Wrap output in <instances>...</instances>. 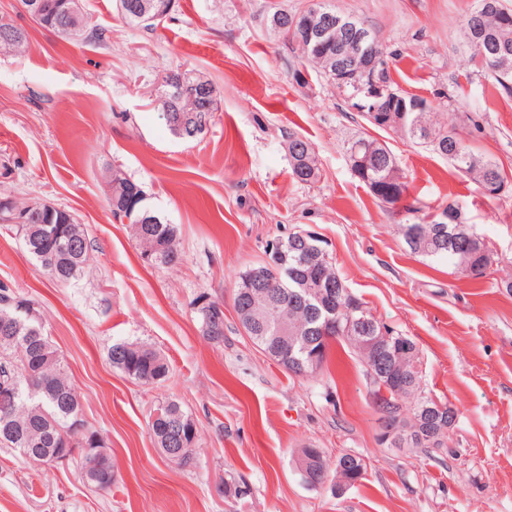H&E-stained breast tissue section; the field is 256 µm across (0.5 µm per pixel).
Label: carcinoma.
I'll list each match as a JSON object with an SVG mask.
<instances>
[{
	"label": "carcinoma",
	"instance_id": "1",
	"mask_svg": "<svg viewBox=\"0 0 512 512\" xmlns=\"http://www.w3.org/2000/svg\"><path fill=\"white\" fill-rule=\"evenodd\" d=\"M43 8L34 22L39 26L54 30L63 14L66 0H42ZM142 0H117L119 12L129 23L150 28L156 21L142 16L138 4ZM488 10L474 9L468 13L464 27L467 45L477 56L482 51L495 48L509 53L512 63V8L504 0H491ZM279 22L285 26L281 34L286 41L298 46L306 60L315 64L317 72L330 83H335L332 72L336 69V45L347 38L344 31L335 32V46L319 51L306 49L298 44L297 35L290 34V25L298 12L278 8ZM13 30L18 37L5 41L0 37V49H20L27 42L24 29L8 22L0 21V34ZM167 99L173 116L195 112L201 105L199 90L188 89L173 84L169 88ZM404 100L413 101L420 109L401 115V102L394 99L382 100V107L387 109L382 121H373L369 112L361 116L373 127L381 130H397L411 143L429 146L437 154L447 159L454 168L468 176L479 186L494 184L502 178L503 170L481 153L467 146L455 129L438 126L432 119V104L427 99L416 95H406ZM417 121L422 131L412 134L411 122ZM353 143L363 144L360 154L371 156V163L364 167L351 166L354 175L365 183L373 195L382 203L398 208L407 214L417 212L414 204L406 203L409 196L408 182L401 172L397 158L389 147L372 137L360 136ZM291 172L297 181L311 183L318 179L319 167L315 148L300 137L288 143ZM109 209L112 217L120 219L126 215L129 203L136 202L137 211L132 217L134 223L129 225L141 252H153L154 265H173L178 263L181 252L177 245V228L167 223L163 217L151 210L146 204V195L142 187L122 177L110 186ZM26 205L10 197L0 196V223H8L11 215L21 212ZM57 218L65 223L53 228L41 220L38 224L22 226L23 237L28 239L27 251L38 262L44 273L52 280L68 282L80 276L90 265L92 246L83 225L69 211L63 209ZM419 238L405 241L414 254L445 259L473 279L488 277L486 272H474L481 268L479 249L472 248L466 241L451 243L438 238L437 224L424 222L418 225ZM287 264L272 253H266L267 259L259 264L267 276L279 281L282 292L288 296L303 293L314 272L307 267L299 268L298 274L292 276L289 271L296 267L308 248L316 241L293 232L285 238L276 240ZM17 300L26 304L31 301L14 294L6 285H0V445L8 448H70L76 442L73 420L81 411L79 395L72 386L65 371L62 359L51 344L44 325L38 321H29L21 327H12L16 313L10 301ZM220 302L209 301L199 308L201 324L213 331V339L224 341V318L219 315ZM266 304L259 303V311L240 310L237 317L240 325L252 342L286 371L299 375V370L306 366L311 348L320 350V362H325L330 342L346 341L343 334L331 329L329 338L320 340L310 334L314 326L308 307L299 303L288 305L285 315L276 317L264 313ZM288 333L294 344L286 352L277 350L278 336ZM397 344L398 364L408 375L417 374L422 366L420 350L416 342L409 337L394 332ZM109 359L114 367L126 376L143 385H155L165 381L170 369L166 360L155 350L138 343H115L109 350ZM166 420L149 424V431L155 444L160 449L173 448L174 438L167 430L169 423L181 418L191 420L176 401L161 404ZM112 456L107 454L95 460L81 456L82 477L89 481H101L104 487L112 485L110 480Z\"/></svg>",
	"mask_w": 512,
	"mask_h": 512
}]
</instances>
